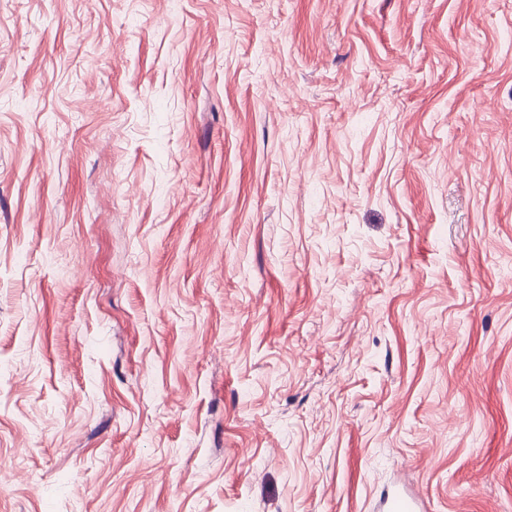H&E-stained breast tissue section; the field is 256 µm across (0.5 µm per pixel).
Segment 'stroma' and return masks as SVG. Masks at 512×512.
<instances>
[{"label":"stroma","mask_w":512,"mask_h":512,"mask_svg":"<svg viewBox=\"0 0 512 512\" xmlns=\"http://www.w3.org/2000/svg\"><path fill=\"white\" fill-rule=\"evenodd\" d=\"M512 512V0H0V512ZM383 510L385 512H419L421 508L414 497L402 491H395L384 497Z\"/></svg>","instance_id":"1"}]
</instances>
